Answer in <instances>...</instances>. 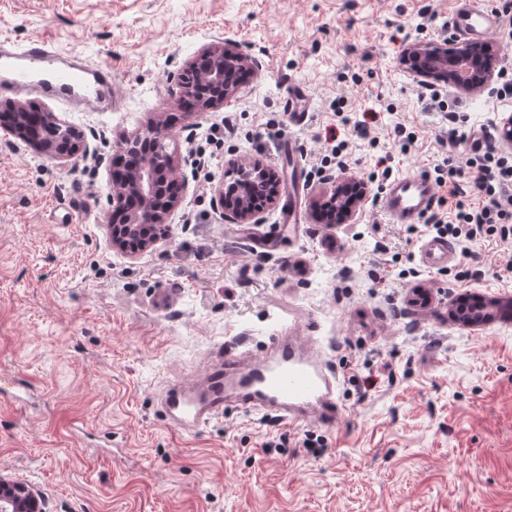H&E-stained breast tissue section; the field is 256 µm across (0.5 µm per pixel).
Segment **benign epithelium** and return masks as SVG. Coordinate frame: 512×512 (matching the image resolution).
<instances>
[{"instance_id": "benign-epithelium-1", "label": "benign epithelium", "mask_w": 512, "mask_h": 512, "mask_svg": "<svg viewBox=\"0 0 512 512\" xmlns=\"http://www.w3.org/2000/svg\"><path fill=\"white\" fill-rule=\"evenodd\" d=\"M494 51V46H464L448 41L440 48L427 43H416L406 55L415 61V73L424 78L446 84L464 85L476 91L494 77L489 70L461 82V75L448 69V58L470 61ZM255 62L243 56L228 42L204 50L200 59L191 63L180 77L181 98L191 101L195 108L208 110L224 103L236 94L238 81L234 72L255 70ZM7 132L13 137L34 144L40 152L66 159L80 150L83 135L52 112L33 114L21 105L14 112V121ZM170 132L163 119H157L150 128L122 143L126 168L114 177L112 202L115 219L111 227L112 248L134 256L165 235L168 212L180 204L178 196L167 197L162 191L166 185L177 182L173 159L165 141ZM261 177L271 186H277L275 169L255 163L243 169L238 181L219 190V203L239 224L255 221L260 208L252 205L240 192L239 183ZM0 512H45L42 496L27 483L0 476Z\"/></svg>"}]
</instances>
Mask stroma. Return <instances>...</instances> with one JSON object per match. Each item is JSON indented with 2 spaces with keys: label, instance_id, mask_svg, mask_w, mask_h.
Wrapping results in <instances>:
<instances>
[{
  "label": "stroma",
  "instance_id": "obj_1",
  "mask_svg": "<svg viewBox=\"0 0 512 512\" xmlns=\"http://www.w3.org/2000/svg\"><path fill=\"white\" fill-rule=\"evenodd\" d=\"M453 0H0V34L39 35L107 63L121 106L72 112L23 96L75 126L84 145L52 160L0 127V375L28 386L0 397V474L26 480L46 512H512V241L470 243L443 269L418 256L424 226L392 223L375 162L393 174L433 173L450 150L441 105L459 133L498 124V81L476 92L428 84L400 59L402 37L444 43ZM258 62L237 93L208 111L177 108L178 72L222 42ZM309 93L295 124L288 91ZM380 119L367 133L362 112ZM182 193L169 232L136 257L113 250L112 179L125 137L160 113ZM352 119L340 126L339 115ZM229 120L217 158L195 146ZM281 132L269 134L268 120ZM415 131L408 150L395 123ZM347 143L345 168L321 169L329 129ZM295 142L287 158V142ZM287 173L252 234L224 215L218 191L241 165ZM361 181L347 223L318 208ZM297 195L302 222L280 214ZM77 223H69V214ZM489 317L451 319L461 295ZM293 327L338 378L340 419L288 425L236 408L197 432L167 420L161 394L205 372L219 348L261 357ZM375 373L367 389L363 379ZM323 437L306 448V433Z\"/></svg>",
  "mask_w": 512,
  "mask_h": 512
}]
</instances>
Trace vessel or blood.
Here are the masks:
<instances>
[{"instance_id":"obj_1","label":"vessel or blood","mask_w":512,"mask_h":512,"mask_svg":"<svg viewBox=\"0 0 512 512\" xmlns=\"http://www.w3.org/2000/svg\"><path fill=\"white\" fill-rule=\"evenodd\" d=\"M500 23V15L480 0H454L450 28L462 42H488ZM27 94L65 101L77 112L111 111L119 97L111 66L62 51L40 36L19 43L1 35L0 95ZM308 99L305 88H291L288 109L295 123L304 122ZM437 201V186L424 173L395 177L380 192L381 206L396 224L416 223L434 211ZM454 255L453 245L440 237L426 239L420 250V260L429 268L447 266ZM267 351L261 360L242 351L226 352L192 383L170 387L162 407L171 424L193 432L230 406L291 425L313 417L335 423L340 412L338 377L322 354L285 334L270 337Z\"/></svg>"}]
</instances>
